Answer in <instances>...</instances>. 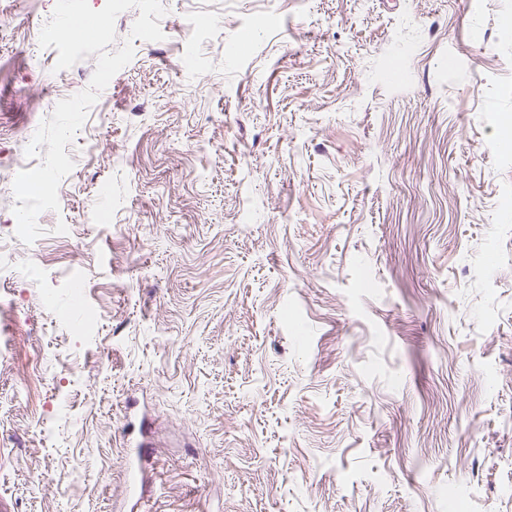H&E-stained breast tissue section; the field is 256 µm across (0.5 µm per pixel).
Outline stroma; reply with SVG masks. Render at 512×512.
<instances>
[{"label": "stroma", "mask_w": 512, "mask_h": 512, "mask_svg": "<svg viewBox=\"0 0 512 512\" xmlns=\"http://www.w3.org/2000/svg\"><path fill=\"white\" fill-rule=\"evenodd\" d=\"M55 2L0 0V157L93 75ZM162 3L13 246L0 512H117L130 402L144 512H512V0Z\"/></svg>", "instance_id": "1"}]
</instances>
